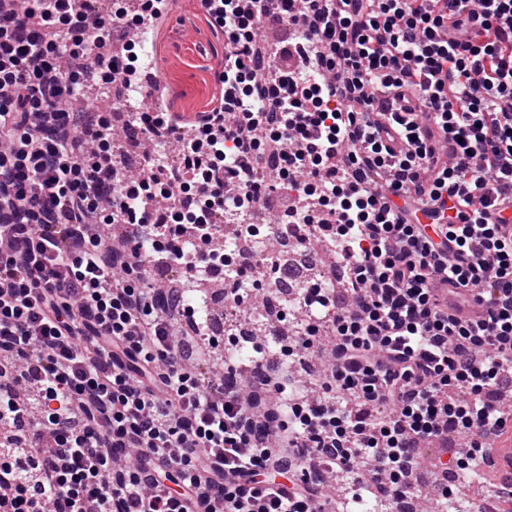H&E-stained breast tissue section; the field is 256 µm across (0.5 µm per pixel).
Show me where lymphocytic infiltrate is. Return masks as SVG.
I'll use <instances>...</instances> for the list:
<instances>
[{"instance_id":"lymphocytic-infiltrate-1","label":"lymphocytic infiltrate","mask_w":512,"mask_h":512,"mask_svg":"<svg viewBox=\"0 0 512 512\" xmlns=\"http://www.w3.org/2000/svg\"><path fill=\"white\" fill-rule=\"evenodd\" d=\"M164 2L0 0V512H324L320 469L411 495L451 433L448 467L479 479L512 420V0H200L220 97L198 123L132 113L176 158L130 172L107 113L60 105L90 73L138 94L108 45ZM269 22L287 35L266 48ZM283 190L346 290L312 284L268 324L293 361L330 360L311 400L261 365L260 416L249 365L205 379L186 287L223 281L225 212ZM160 261L184 287L154 288Z\"/></svg>"}]
</instances>
